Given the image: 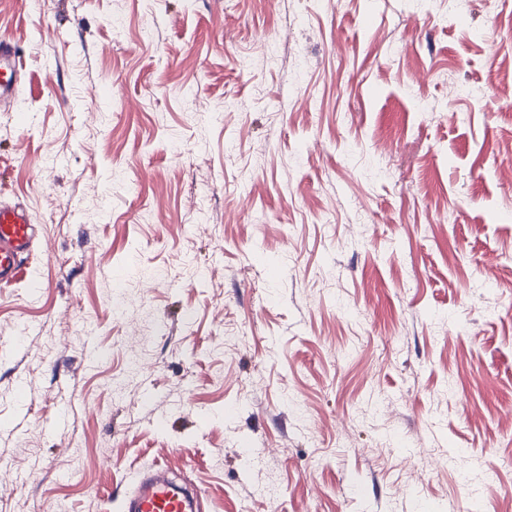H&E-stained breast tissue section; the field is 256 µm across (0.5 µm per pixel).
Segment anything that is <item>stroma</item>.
<instances>
[{"mask_svg": "<svg viewBox=\"0 0 512 512\" xmlns=\"http://www.w3.org/2000/svg\"><path fill=\"white\" fill-rule=\"evenodd\" d=\"M1 36L42 238L0 512H122L155 460L203 512H512V0H0ZM17 46L9 39L0 37V104H11L17 95L21 71Z\"/></svg>", "mask_w": 512, "mask_h": 512, "instance_id": "obj_1", "label": "stroma"}]
</instances>
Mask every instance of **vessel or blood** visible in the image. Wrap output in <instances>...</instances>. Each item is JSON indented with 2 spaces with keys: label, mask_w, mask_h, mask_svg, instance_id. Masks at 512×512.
<instances>
[{
  "label": "vessel or blood",
  "mask_w": 512,
  "mask_h": 512,
  "mask_svg": "<svg viewBox=\"0 0 512 512\" xmlns=\"http://www.w3.org/2000/svg\"><path fill=\"white\" fill-rule=\"evenodd\" d=\"M17 46L0 37V104L17 95L21 71ZM40 228L29 206L20 199H0V284L15 283L39 238ZM167 465L153 463L141 472L125 497L124 512H200L197 492L174 483Z\"/></svg>",
  "instance_id": "1"
}]
</instances>
